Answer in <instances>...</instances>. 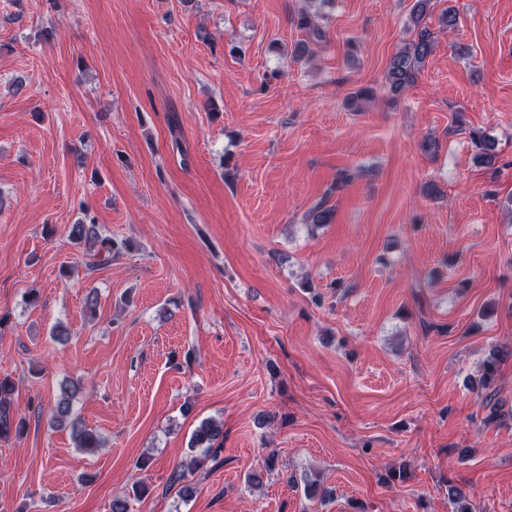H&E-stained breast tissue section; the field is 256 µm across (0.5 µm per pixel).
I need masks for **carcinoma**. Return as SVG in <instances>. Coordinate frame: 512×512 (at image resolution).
I'll use <instances>...</instances> for the list:
<instances>
[{"instance_id": "carcinoma-1", "label": "carcinoma", "mask_w": 512, "mask_h": 512, "mask_svg": "<svg viewBox=\"0 0 512 512\" xmlns=\"http://www.w3.org/2000/svg\"><path fill=\"white\" fill-rule=\"evenodd\" d=\"M431 3L432 0H414L408 24L413 38L393 56L386 76L389 90L395 96L402 94L413 85L417 72L432 52L435 33L426 22ZM296 25L305 30L314 41L324 37L323 27L317 23L315 13L307 10L300 12ZM470 137L478 149L479 161L485 165L494 164L498 156L496 142L481 130L471 131ZM332 220L333 210L325 206L323 201L309 210L308 224L314 227L330 224ZM68 237L75 245L84 247V252L94 258V261L89 263L92 268L111 262L112 257L129 247L126 241L101 236L96 219L89 216L87 212L78 223L69 225ZM497 357V351H492L485 364V374L479 381L480 387L488 391L486 400L487 405L490 406L489 418L491 419L498 413L497 404L493 403L496 391L492 390L491 379ZM15 389L16 383L10 376H0V440L22 435L27 426V418L12 410L11 401ZM78 392L79 385L72 380L65 379L59 383L57 398L50 412L49 426L69 430L76 447L94 452L102 447V442L97 434L85 428L73 411V402ZM223 444L224 435L221 426L213 420L202 421L190 439V448L198 451V455L190 461L191 466L197 467L214 458ZM145 493V485L133 484L127 493L112 498L110 512H130V500H138Z\"/></svg>"}]
</instances>
